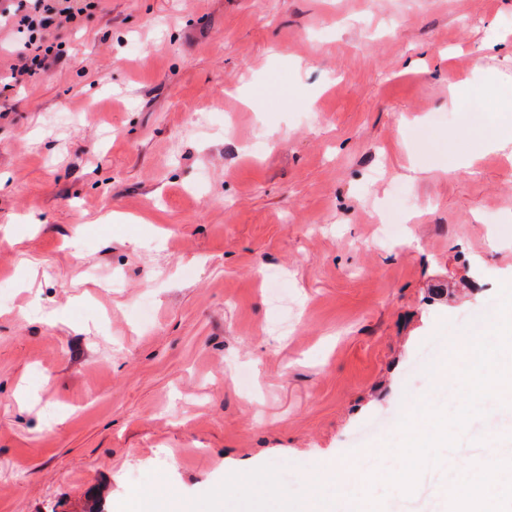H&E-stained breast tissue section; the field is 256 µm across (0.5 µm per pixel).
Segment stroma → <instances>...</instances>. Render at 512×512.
<instances>
[{"label": "stroma", "mask_w": 512, "mask_h": 512, "mask_svg": "<svg viewBox=\"0 0 512 512\" xmlns=\"http://www.w3.org/2000/svg\"><path fill=\"white\" fill-rule=\"evenodd\" d=\"M56 36L0 93V512L399 467L512 283V147L471 132L512 123V0H104ZM423 477L371 493L445 512Z\"/></svg>", "instance_id": "stroma-1"}]
</instances>
